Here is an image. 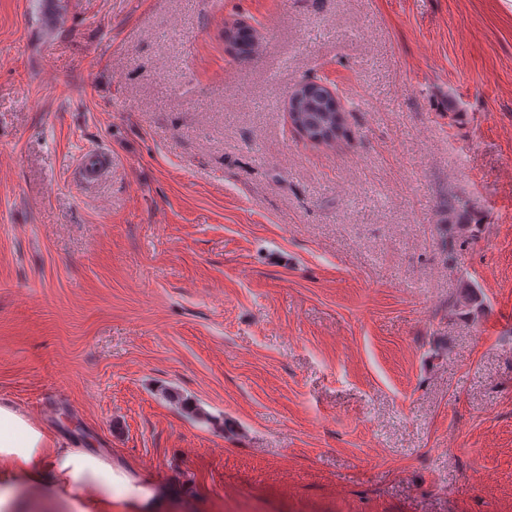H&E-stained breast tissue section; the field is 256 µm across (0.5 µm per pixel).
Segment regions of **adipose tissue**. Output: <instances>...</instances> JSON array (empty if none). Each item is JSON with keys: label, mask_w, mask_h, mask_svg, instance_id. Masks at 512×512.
<instances>
[{"label": "adipose tissue", "mask_w": 512, "mask_h": 512, "mask_svg": "<svg viewBox=\"0 0 512 512\" xmlns=\"http://www.w3.org/2000/svg\"><path fill=\"white\" fill-rule=\"evenodd\" d=\"M39 487L47 499L69 503L74 512H112L116 500L134 512H151V493L125 471L113 468L96 449L59 448L39 425L0 404V512H25L21 487ZM97 488L96 498L83 497Z\"/></svg>", "instance_id": "adipose-tissue-1"}]
</instances>
